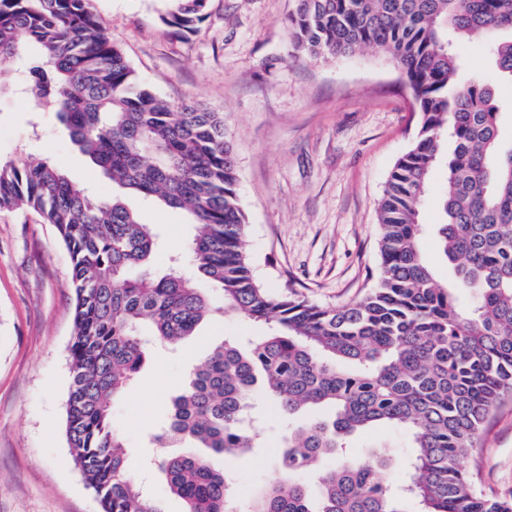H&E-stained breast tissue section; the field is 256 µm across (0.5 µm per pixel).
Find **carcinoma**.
<instances>
[{"label":"carcinoma","mask_w":512,"mask_h":512,"mask_svg":"<svg viewBox=\"0 0 512 512\" xmlns=\"http://www.w3.org/2000/svg\"><path fill=\"white\" fill-rule=\"evenodd\" d=\"M162 23L192 32L207 0H167ZM295 53L340 57L374 50L399 68L419 126L394 164L378 208L379 269L362 297L325 307L257 279L244 249L247 215L224 115L174 103L145 84L112 44L91 0H0V87L32 112L51 102L69 138L120 189L110 199L76 187L46 161H0V211H33L67 248L74 298L66 440L103 512H164L132 476L111 401L142 367L148 343L174 345L215 313L273 322L246 346L224 342L172 399L158 469L185 512H236L230 463L253 447L246 413L261 391L283 417L328 407L288 429L277 466L249 512H512L478 490L466 461L485 424L512 398V145L502 142L492 88L457 82V32L488 38L498 76L512 82V0H297ZM31 58L29 77L15 76ZM445 172L438 241L453 267L439 282L423 255L420 212L433 170ZM184 211L196 233L193 273H147L151 225L125 197ZM221 291L212 302L200 283ZM467 290L471 305L458 304ZM376 425L403 428V481L387 453L352 452ZM310 474L321 489L313 502Z\"/></svg>","instance_id":"obj_1"}]
</instances>
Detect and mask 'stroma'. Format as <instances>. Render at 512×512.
Here are the masks:
<instances>
[{"instance_id": "35a3bbf8", "label": "stroma", "mask_w": 512, "mask_h": 512, "mask_svg": "<svg viewBox=\"0 0 512 512\" xmlns=\"http://www.w3.org/2000/svg\"><path fill=\"white\" fill-rule=\"evenodd\" d=\"M295 0H207L196 33L181 37L160 21L162 0H92L113 44L159 95L223 113L248 216L245 249L260 282L292 287L309 300H355L376 274L378 206L396 160L411 147L418 116L395 64L371 51L316 59L293 53L285 19ZM460 82L489 83L506 104L501 131L512 140V84L499 83L485 39L455 38ZM36 159L63 167L71 180L108 199L110 180L71 143L54 111L0 96V160ZM442 172L423 205L422 251L436 278H452L434 226L441 221ZM140 207L160 245L152 262L163 274L185 256L195 232L185 214ZM70 256L53 227L33 212H0V512H102L74 464L65 436L73 305ZM270 327L218 314L175 347L149 350L138 376L112 404L135 477L164 512H183L153 465L154 435L188 372L227 340L254 341ZM256 446L229 465L242 503L275 469L286 424L270 404L253 408ZM358 452L384 448L392 478L404 471L408 440L384 426L354 438ZM478 488L512 501V401L485 426L468 460Z\"/></svg>"}]
</instances>
